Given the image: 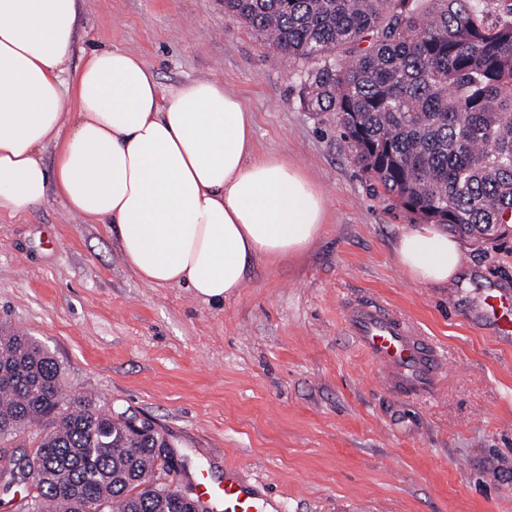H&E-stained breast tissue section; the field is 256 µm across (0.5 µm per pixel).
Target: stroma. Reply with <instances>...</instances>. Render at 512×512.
Instances as JSON below:
<instances>
[{"mask_svg": "<svg viewBox=\"0 0 512 512\" xmlns=\"http://www.w3.org/2000/svg\"><path fill=\"white\" fill-rule=\"evenodd\" d=\"M116 46L161 89L206 79L238 96L257 153L288 157L321 189L322 232L207 304L142 281L104 225L53 193L0 215V324L50 350L66 393L93 390L161 432L191 479L223 481L234 464L284 512H512V341L477 318L486 294L512 292V228L461 236L463 279L414 282L394 251L409 219L361 176L333 119L302 107L301 63L224 0H78L72 66ZM357 300L446 351L430 397L384 391L346 329Z\"/></svg>", "mask_w": 512, "mask_h": 512, "instance_id": "stroma-1", "label": "stroma"}]
</instances>
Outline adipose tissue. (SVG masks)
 <instances>
[{"label": "adipose tissue", "mask_w": 512, "mask_h": 512, "mask_svg": "<svg viewBox=\"0 0 512 512\" xmlns=\"http://www.w3.org/2000/svg\"><path fill=\"white\" fill-rule=\"evenodd\" d=\"M77 0H0V213L49 193L104 225L148 284L222 304L250 265L305 249L324 198L298 167L258 155L254 121L222 84L161 92L138 55L91 54L69 69ZM57 150L46 168L40 152ZM395 252L415 281L459 280L462 243L437 224L403 231Z\"/></svg>", "instance_id": "ef3b65f1"}]
</instances>
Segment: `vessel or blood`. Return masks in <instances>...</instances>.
<instances>
[{
  "instance_id": "vessel-or-blood-1",
  "label": "vessel or blood",
  "mask_w": 512,
  "mask_h": 512,
  "mask_svg": "<svg viewBox=\"0 0 512 512\" xmlns=\"http://www.w3.org/2000/svg\"><path fill=\"white\" fill-rule=\"evenodd\" d=\"M482 316L499 336L512 337V295H487ZM355 344L377 366L380 382L395 395L430 396L446 366L445 353L416 326L376 302L351 307L345 318ZM195 496L211 503L214 512H281L261 482L244 480L238 467L224 468V484L195 486Z\"/></svg>"
}]
</instances>
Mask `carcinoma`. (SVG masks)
Returning <instances> with one entry per match:
<instances>
[{"instance_id": "carcinoma-1", "label": "carcinoma", "mask_w": 512, "mask_h": 512, "mask_svg": "<svg viewBox=\"0 0 512 512\" xmlns=\"http://www.w3.org/2000/svg\"><path fill=\"white\" fill-rule=\"evenodd\" d=\"M273 49L301 60L300 102L336 120L365 178L412 224L483 239L512 224V0H224ZM92 393L68 396L38 340L0 329L4 512H195L172 446ZM31 492L17 499L18 486Z\"/></svg>"}]
</instances>
